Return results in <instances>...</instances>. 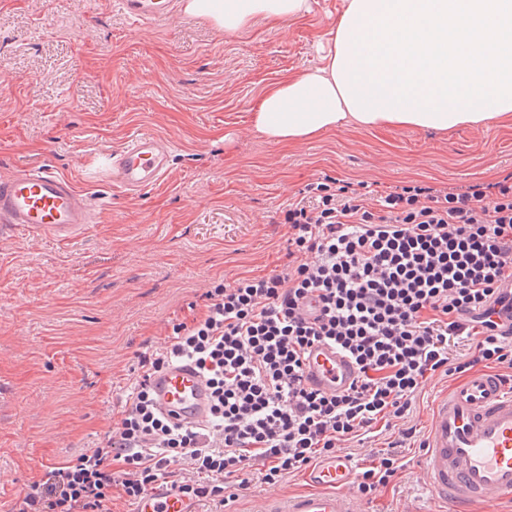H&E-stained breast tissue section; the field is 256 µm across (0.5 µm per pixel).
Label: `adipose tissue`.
<instances>
[{
    "mask_svg": "<svg viewBox=\"0 0 512 512\" xmlns=\"http://www.w3.org/2000/svg\"><path fill=\"white\" fill-rule=\"evenodd\" d=\"M308 0H183L232 35L287 22ZM254 130L298 145L343 129L512 127V0H346L321 64L266 86Z\"/></svg>",
    "mask_w": 512,
    "mask_h": 512,
    "instance_id": "ef3b65f1",
    "label": "adipose tissue"
}]
</instances>
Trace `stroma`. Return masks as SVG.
Wrapping results in <instances>:
<instances>
[{"label": "stroma", "instance_id": "35a3bbf8", "mask_svg": "<svg viewBox=\"0 0 512 512\" xmlns=\"http://www.w3.org/2000/svg\"><path fill=\"white\" fill-rule=\"evenodd\" d=\"M344 0H310L282 26L256 21L227 35L185 15L131 24L113 0H0V174L50 166L99 211L98 224L61 247L0 236V512H13L51 468L104 447L143 354L201 304L211 281L264 275L286 260L274 217L316 178L364 181L378 192L408 182L494 183L512 175V129L339 130L288 147L250 125L261 91L318 66ZM173 144L160 182L130 194L110 183L105 158L127 138ZM433 378L405 419L404 469L368 512L440 505L416 465L436 401ZM303 474L270 485L227 481L230 505L254 512L291 496Z\"/></svg>", "mask_w": 512, "mask_h": 512}]
</instances>
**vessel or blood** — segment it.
I'll use <instances>...</instances> for the list:
<instances>
[{"label":"vessel or blood","mask_w":512,"mask_h":512,"mask_svg":"<svg viewBox=\"0 0 512 512\" xmlns=\"http://www.w3.org/2000/svg\"><path fill=\"white\" fill-rule=\"evenodd\" d=\"M137 24L167 20L179 0H115ZM172 145L150 135L131 137L107 155L113 182L137 193L156 184L169 169ZM95 212L87 196L66 176L45 167L18 168L0 175V231L26 232L67 245L81 237ZM305 382L326 393H340L356 378L349 358L335 348L313 346L305 360ZM152 388L161 411L181 424L208 418L210 391L192 366L175 363L154 375ZM420 467L426 488L449 512H472L512 499V388L484 368L472 370L438 400L427 428ZM352 458L333 455L305 473L308 489L286 500L267 499L257 512H366L363 500L347 486ZM132 512H199L195 501L161 480Z\"/></svg>","instance_id":"vessel-or-blood-1"}]
</instances>
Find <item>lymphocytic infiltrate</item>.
<instances>
[{
    "label": "lymphocytic infiltrate",
    "instance_id": "1",
    "mask_svg": "<svg viewBox=\"0 0 512 512\" xmlns=\"http://www.w3.org/2000/svg\"><path fill=\"white\" fill-rule=\"evenodd\" d=\"M277 221L287 265L212 282L202 311L141 357L104 447L49 470L15 512H110L113 496L139 500L185 460L194 476L177 486L190 498L223 496L225 479L253 461L274 484L379 422L407 418L426 376L481 367L512 380V182L412 183L370 197L326 178ZM455 340L471 344L460 361L448 353ZM318 342L356 364L345 393L306 385L304 356ZM177 361L194 363L211 390L207 425L173 422L155 406L150 379ZM400 469L395 452L381 453L353 487L371 497Z\"/></svg>",
    "mask_w": 512,
    "mask_h": 512
}]
</instances>
